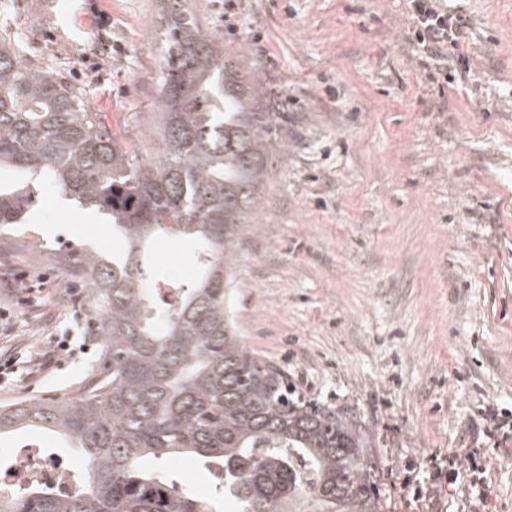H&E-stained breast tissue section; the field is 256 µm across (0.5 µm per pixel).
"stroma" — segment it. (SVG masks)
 I'll return each mask as SVG.
<instances>
[{
    "label": "stroma",
    "instance_id": "1",
    "mask_svg": "<svg viewBox=\"0 0 512 512\" xmlns=\"http://www.w3.org/2000/svg\"><path fill=\"white\" fill-rule=\"evenodd\" d=\"M202 28L246 48L261 80L288 92V151L245 225L232 283L241 344L283 368L306 397L372 431L385 512H512V0H463L473 75L438 90L408 38L404 0H238L255 33L224 26V0H192ZM156 0H0L31 63L84 89L129 150L147 157L163 64ZM23 224L0 231V355L29 357L100 317L55 254L111 253L92 210L48 183ZM156 263L185 281L182 239ZM40 287L16 302L17 275ZM106 364L103 343L51 374L21 367L0 405L65 399ZM457 457L460 469L449 459ZM164 477L211 493L191 455Z\"/></svg>",
    "mask_w": 512,
    "mask_h": 512
}]
</instances>
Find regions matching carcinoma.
<instances>
[{"instance_id":"carcinoma-1","label":"carcinoma","mask_w":512,"mask_h":512,"mask_svg":"<svg viewBox=\"0 0 512 512\" xmlns=\"http://www.w3.org/2000/svg\"><path fill=\"white\" fill-rule=\"evenodd\" d=\"M164 66L158 143L128 153L82 90L22 59L0 31V227L34 206L50 180L112 224L121 248L74 247L100 315L109 363L68 400L0 406V437L48 430L82 448V488L34 485L0 495V512H218L142 467L190 453L224 470L238 512H384L377 443L356 418L298 395L281 368L251 357L230 304L240 228L254 222L271 168L288 149V113L267 103L256 62L203 32L188 0H157ZM195 248L192 283L156 268L166 237ZM173 288L167 302L160 288Z\"/></svg>"}]
</instances>
